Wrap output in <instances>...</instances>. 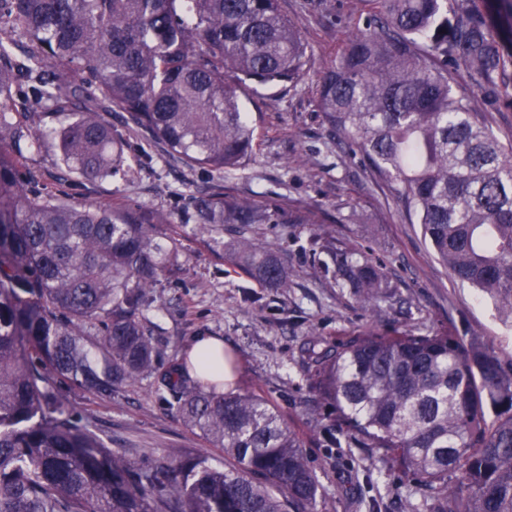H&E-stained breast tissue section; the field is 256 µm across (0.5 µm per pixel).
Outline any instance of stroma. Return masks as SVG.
<instances>
[{
    "mask_svg": "<svg viewBox=\"0 0 512 512\" xmlns=\"http://www.w3.org/2000/svg\"><path fill=\"white\" fill-rule=\"evenodd\" d=\"M280 9L300 33L314 69L297 83L242 95V109L256 126V147L245 169L220 178L153 146L149 167L104 182L98 198L155 211L162 218L154 227L157 241L177 249L178 268L156 289L149 313L162 328L164 359L181 358L198 333L223 338L236 360L237 389L266 399L300 439L320 484L315 512H359L357 499L375 496L383 499L382 512H401L402 504L422 505V489L376 449L330 446L324 428L340 413L314 392L302 347L314 332L340 345L364 333L412 330L477 334L512 357V328L475 288L452 278L391 188L371 175L360 154L333 139L318 107V72L336 63L349 34L362 27L368 0H280ZM219 183L227 195L310 214L311 223L264 224L256 235L261 242L287 239V292L258 287L257 303L245 304L240 287L248 277L224 249L235 237L232 229L215 233L186 223L191 197ZM315 233L333 239L338 251L381 266L390 285L381 310L363 311L350 289L335 287L332 275L313 278L306 246ZM50 384L111 439L112 449L139 456L206 446L149 381L109 399L76 393L56 378Z\"/></svg>",
    "mask_w": 512,
    "mask_h": 512,
    "instance_id": "obj_1",
    "label": "stroma"
}]
</instances>
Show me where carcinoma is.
<instances>
[{
    "label": "carcinoma",
    "mask_w": 512,
    "mask_h": 512,
    "mask_svg": "<svg viewBox=\"0 0 512 512\" xmlns=\"http://www.w3.org/2000/svg\"><path fill=\"white\" fill-rule=\"evenodd\" d=\"M365 26L320 72L331 131L391 184L458 281L512 326V144L484 101L512 87L509 13L471 0H368ZM478 92L454 90L448 65ZM312 62L279 0H0V512H314L319 481L301 442L268 401L192 379L165 360L145 315L176 261L155 241L157 214L101 203L126 174L128 143L104 115L191 168L219 177L246 165L253 86L300 80ZM56 148L82 201L23 171L18 147ZM187 220L237 225L236 264L265 288L289 287L276 243L250 236L272 211L224 188L197 196ZM316 270L336 267L374 313L383 272L315 234ZM303 358L318 396L341 413L331 442L378 448L432 492L427 512H512V358L479 336L313 334ZM78 392L152 379L201 448L131 459L73 417L48 375Z\"/></svg>",
    "instance_id": "carcinoma-1"
}]
</instances>
